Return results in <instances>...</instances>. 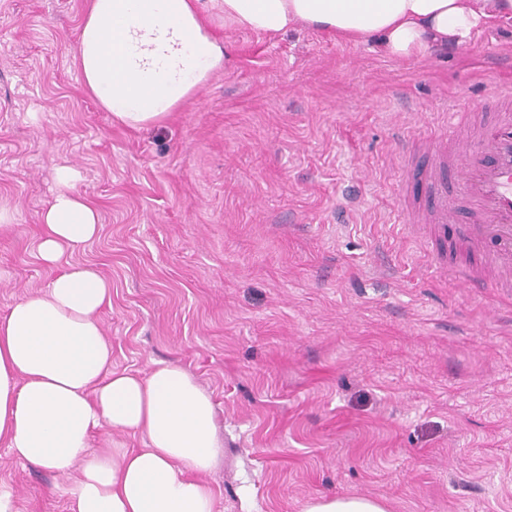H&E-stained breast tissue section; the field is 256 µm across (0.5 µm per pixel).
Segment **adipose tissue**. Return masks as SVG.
Here are the masks:
<instances>
[{
  "mask_svg": "<svg viewBox=\"0 0 512 512\" xmlns=\"http://www.w3.org/2000/svg\"><path fill=\"white\" fill-rule=\"evenodd\" d=\"M225 30L278 35L305 25L409 60L435 45H463L512 19V0H90L75 59L85 89L113 119L158 124L224 67ZM78 170H55L36 254L55 274L0 316V446L18 461L74 473L70 512H214L203 476L223 456L212 397L181 365L146 374L112 367L101 313L112 284L76 252L101 230L77 194ZM107 425L143 447L91 448Z\"/></svg>",
  "mask_w": 512,
  "mask_h": 512,
  "instance_id": "adipose-tissue-1",
  "label": "adipose tissue"
}]
</instances>
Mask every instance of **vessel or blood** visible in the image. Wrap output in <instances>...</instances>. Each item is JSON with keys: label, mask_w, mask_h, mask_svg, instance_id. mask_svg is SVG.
<instances>
[{"label": "vessel or blood", "mask_w": 512, "mask_h": 512, "mask_svg": "<svg viewBox=\"0 0 512 512\" xmlns=\"http://www.w3.org/2000/svg\"><path fill=\"white\" fill-rule=\"evenodd\" d=\"M483 105L495 107L489 121L475 118L472 105L456 113V123H473L474 145L449 155L445 142L434 139L439 162H450L457 191L435 189L431 222L449 247H468L475 261L449 264L448 270L474 292L493 287L512 293V88L489 89ZM466 223H459V210Z\"/></svg>", "instance_id": "1"}]
</instances>
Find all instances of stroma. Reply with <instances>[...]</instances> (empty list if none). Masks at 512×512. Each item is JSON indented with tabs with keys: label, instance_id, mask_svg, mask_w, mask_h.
<instances>
[{
	"label": "stroma",
	"instance_id": "1",
	"mask_svg": "<svg viewBox=\"0 0 512 512\" xmlns=\"http://www.w3.org/2000/svg\"><path fill=\"white\" fill-rule=\"evenodd\" d=\"M86 6L0 0V314L53 276L34 235L72 164L113 369L176 362L213 399L215 512H512V316L434 262L424 192H401L460 98L512 86V19L402 62L305 26L229 31L223 70L134 129L84 90ZM66 482L0 447L20 512H69ZM302 512H389L379 500L363 496L319 497L305 502Z\"/></svg>",
	"mask_w": 512,
	"mask_h": 512
}]
</instances>
